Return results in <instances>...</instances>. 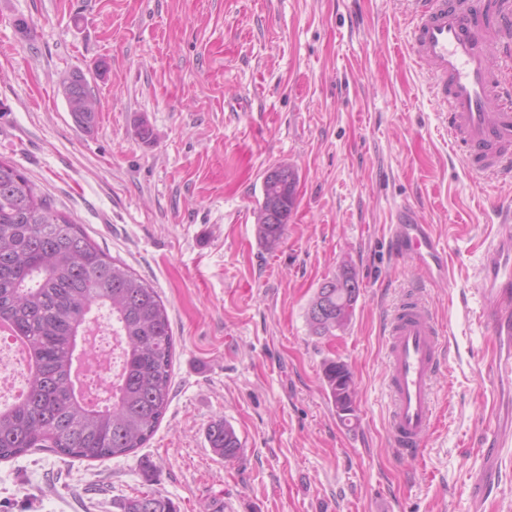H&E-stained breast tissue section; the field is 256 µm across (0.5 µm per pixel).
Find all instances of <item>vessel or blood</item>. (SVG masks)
Segmentation results:
<instances>
[{
  "mask_svg": "<svg viewBox=\"0 0 512 512\" xmlns=\"http://www.w3.org/2000/svg\"><path fill=\"white\" fill-rule=\"evenodd\" d=\"M409 47L425 64L431 88L448 122V136L467 169L495 179L512 178V0H502L493 28L478 19L474 0H414ZM393 254L411 256L422 277L407 287L387 322L389 432L396 452L418 457L436 423L432 381L446 360L445 332L422 298L427 285L448 276V250L410 205L395 213ZM479 288L481 318L499 355L493 367L512 379V225H498L483 242ZM490 459L476 477L474 503L482 505L497 484L494 461L512 437V416L495 415Z\"/></svg>",
  "mask_w": 512,
  "mask_h": 512,
  "instance_id": "vessel-or-blood-1",
  "label": "vessel or blood"
}]
</instances>
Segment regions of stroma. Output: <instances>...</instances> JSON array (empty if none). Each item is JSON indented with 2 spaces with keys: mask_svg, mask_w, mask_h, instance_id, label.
I'll use <instances>...</instances> for the list:
<instances>
[{
  "mask_svg": "<svg viewBox=\"0 0 512 512\" xmlns=\"http://www.w3.org/2000/svg\"><path fill=\"white\" fill-rule=\"evenodd\" d=\"M412 0H0V158L156 288L174 338L171 399L150 440L109 460L40 448L0 461V512H116L153 492L177 512H471L495 406L479 321L481 242L512 182L468 174L428 71L408 46ZM26 28H19L18 20ZM81 70L92 132L60 82ZM148 125L149 138L139 128ZM299 175L280 243H260L262 176ZM413 205L450 245L451 281L426 300L446 324L439 426L420 458L387 433L386 318L421 272L386 226ZM360 283L348 328L316 336L324 278ZM348 364L357 418L342 424L325 360ZM235 429L227 461L207 441ZM207 437L213 453L224 460L235 459L242 451L234 427L224 419H218L210 426Z\"/></svg>",
  "mask_w": 512,
  "mask_h": 512,
  "instance_id": "obj_1",
  "label": "stroma"
}]
</instances>
